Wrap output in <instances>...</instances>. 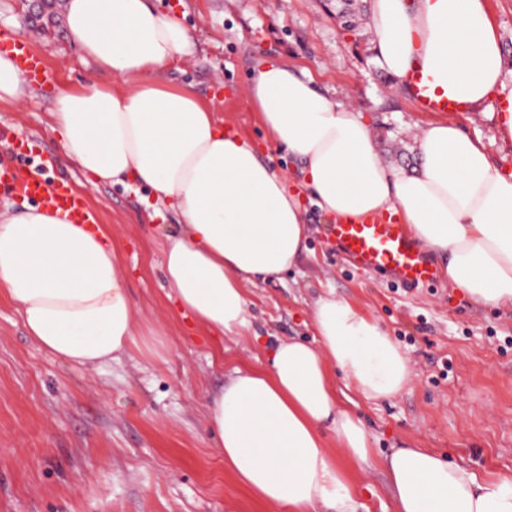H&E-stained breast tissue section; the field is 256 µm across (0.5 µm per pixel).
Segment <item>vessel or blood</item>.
<instances>
[{
  "label": "vessel or blood",
  "mask_w": 512,
  "mask_h": 512,
  "mask_svg": "<svg viewBox=\"0 0 512 512\" xmlns=\"http://www.w3.org/2000/svg\"><path fill=\"white\" fill-rule=\"evenodd\" d=\"M0 44L12 47L18 66L33 84L41 87L52 81L50 69L28 40L5 31L0 33ZM408 83L412 97L424 111L456 115L470 109L467 102L448 92L424 70L412 72ZM11 179L20 194L38 199L46 207L69 211L76 221L94 222L85 200L65 184L51 185L18 173ZM329 233L341 256L358 266L388 274L404 286L433 284L439 278L437 267L412 239L406 225L395 220L345 221L330 225Z\"/></svg>",
  "instance_id": "1"
}]
</instances>
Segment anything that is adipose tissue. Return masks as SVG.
<instances>
[{
    "instance_id": "obj_1",
    "label": "adipose tissue",
    "mask_w": 512,
    "mask_h": 512,
    "mask_svg": "<svg viewBox=\"0 0 512 512\" xmlns=\"http://www.w3.org/2000/svg\"><path fill=\"white\" fill-rule=\"evenodd\" d=\"M371 20L378 62L396 84L420 68L473 108L505 97L499 128L512 142V92L485 0H371ZM65 27L126 84L60 93L52 129L67 159L88 178L133 181L168 205L178 229L165 244L167 298L211 333L240 335L249 324L243 282L278 277L303 251L300 196L192 91L162 81L194 48L177 15L150 0H66ZM247 94L326 215L397 213L443 260L449 286L484 305L512 304V173L479 139L454 122L426 123L412 175L382 161L361 112L281 63L260 62ZM0 293L17 304L40 349L86 371L135 346L158 351L155 333L136 327L111 236L73 223L67 211L0 214ZM313 321L316 344L277 340L267 364L234 370L207 418L225 466L257 501L289 512H357L343 463H369L372 450L330 373L376 401L399 395L413 372L381 325L346 300L319 297ZM385 467L397 512H512L511 481L479 484L430 449H395Z\"/></svg>"
}]
</instances>
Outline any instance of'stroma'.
Returning <instances> with one entry per match:
<instances>
[{
    "label": "stroma",
    "mask_w": 512,
    "mask_h": 512,
    "mask_svg": "<svg viewBox=\"0 0 512 512\" xmlns=\"http://www.w3.org/2000/svg\"><path fill=\"white\" fill-rule=\"evenodd\" d=\"M152 3L179 15L195 42L164 81L193 91L292 181L300 179L297 162L270 142L245 96L265 59L305 72L333 100L362 112L385 164L418 169L415 135L434 115L377 64L371 0L347 26L336 0ZM64 6L0 0V30L30 40L54 73L25 102L0 103V165L66 184L97 212L120 255L135 320L157 330L163 347L90 373L40 350L16 304L0 296V512H283L256 501L218 456L207 403L234 368L264 364L276 338L313 340L314 304L330 291L376 319L414 373L393 399L368 401L351 391L341 399L363 420L374 450L371 464L347 466L359 512H396L385 469L395 447L445 454L482 484L512 480V305L477 303L444 276L406 288L356 268L329 242L311 197L303 199L309 234L299 259L279 278L244 286L248 329L221 339L181 316L162 277L172 214L156 216L137 187L89 184L52 129L60 92L119 83L68 37ZM498 119L492 99L454 121L512 168Z\"/></svg>",
    "instance_id": "1"
}]
</instances>
